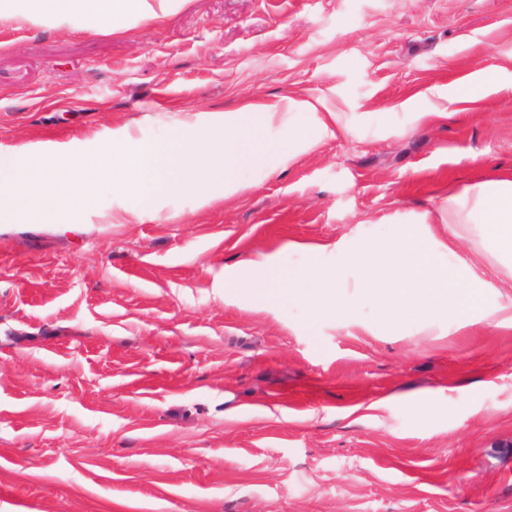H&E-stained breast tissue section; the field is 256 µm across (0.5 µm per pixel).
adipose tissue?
Wrapping results in <instances>:
<instances>
[{
	"instance_id": "1",
	"label": "adipose tissue",
	"mask_w": 512,
	"mask_h": 512,
	"mask_svg": "<svg viewBox=\"0 0 512 512\" xmlns=\"http://www.w3.org/2000/svg\"><path fill=\"white\" fill-rule=\"evenodd\" d=\"M36 16H56L93 9L99 30L111 34L112 18L122 13L151 22L166 13L169 0H37ZM492 73L472 74L466 82L436 90L437 104L423 108L419 97L408 104L417 117L448 118L450 104L489 87ZM306 114L309 125L290 122L289 113ZM200 138L132 146L128 126L113 128L110 152L74 153L69 143L46 141L30 149L0 147V224L30 218L51 222L57 210L80 206L99 185L112 188L107 222L123 224L150 214L159 195L196 190L209 204L250 188L249 177L267 176L326 137H335L336 115L318 112L307 101L287 97L244 102L236 110L204 118ZM50 161L47 169L23 162L24 154ZM440 223L452 226L451 240L436 237L428 220L360 238L347 252L359 279L346 285L337 266L315 259L314 246L292 241L288 251L308 254V261L284 272L274 256L255 254L240 271L224 278L225 295L274 299L282 295L303 302L315 317L344 316L353 300L371 304L381 323L398 327L411 321L422 327L487 320L512 325V309L484 305L483 281L459 259L453 245L476 237L512 274V174L477 175L470 186L449 194Z\"/></svg>"
}]
</instances>
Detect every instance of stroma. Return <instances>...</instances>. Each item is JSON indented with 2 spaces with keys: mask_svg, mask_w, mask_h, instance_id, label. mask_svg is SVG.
Returning <instances> with one entry per match:
<instances>
[{
  "mask_svg": "<svg viewBox=\"0 0 512 512\" xmlns=\"http://www.w3.org/2000/svg\"><path fill=\"white\" fill-rule=\"evenodd\" d=\"M0 19V146L197 138L200 112L288 97L336 137L209 206L131 224H0V512H512V327L383 326L360 306L225 298L284 244L343 251L512 171V0H174L150 23ZM495 73L445 120L407 101ZM458 256L488 304L512 277Z\"/></svg>",
  "mask_w": 512,
  "mask_h": 512,
  "instance_id": "1",
  "label": "stroma"
}]
</instances>
